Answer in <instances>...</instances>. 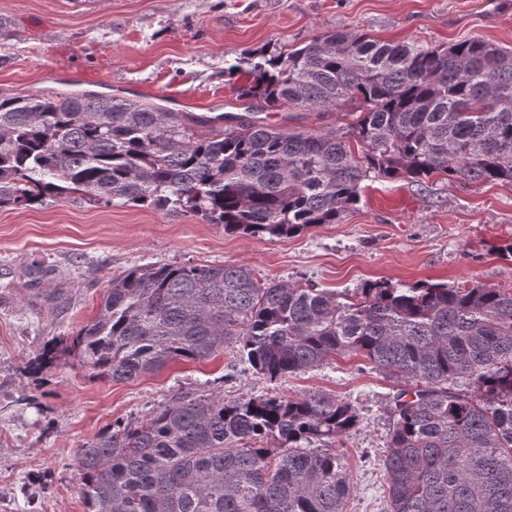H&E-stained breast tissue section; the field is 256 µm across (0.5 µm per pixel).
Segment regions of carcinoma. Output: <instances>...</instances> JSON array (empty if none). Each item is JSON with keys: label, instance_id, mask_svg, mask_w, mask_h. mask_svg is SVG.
<instances>
[{"label": "carcinoma", "instance_id": "1", "mask_svg": "<svg viewBox=\"0 0 512 512\" xmlns=\"http://www.w3.org/2000/svg\"><path fill=\"white\" fill-rule=\"evenodd\" d=\"M235 71L251 77L240 98L253 104L225 127L222 115L90 91L0 96V209L82 194L273 237L338 223L372 175L512 181L511 50L334 30L245 53L224 68ZM351 102L356 121L337 131L250 116ZM228 342L269 381L359 354L396 382L389 512H512L511 288L375 282L354 298L263 282L246 265H150L112 276L72 340L113 382ZM358 423L354 406L321 393H177L80 446V494L88 512H347L340 455L312 444Z\"/></svg>", "mask_w": 512, "mask_h": 512}]
</instances>
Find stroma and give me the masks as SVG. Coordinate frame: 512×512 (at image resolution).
<instances>
[{"label": "stroma", "mask_w": 512, "mask_h": 512, "mask_svg": "<svg viewBox=\"0 0 512 512\" xmlns=\"http://www.w3.org/2000/svg\"><path fill=\"white\" fill-rule=\"evenodd\" d=\"M343 29L383 42L478 37L512 50V0H0V95L92 90L203 116L242 114L246 51ZM264 123L311 133L353 123L351 106L285 105ZM512 182L436 175L366 180L340 223L282 237L228 235L194 216L82 199L0 210V512H86L72 466L115 420L137 421L178 392L225 398L314 392L352 403L359 425L339 450L354 486L347 512H388L382 456L395 384L360 356L276 381L235 344L129 382L93 376L77 352L35 373L49 340L94 319L109 279L154 264H245L258 279L339 292L371 282L512 288Z\"/></svg>", "instance_id": "stroma-1"}]
</instances>
